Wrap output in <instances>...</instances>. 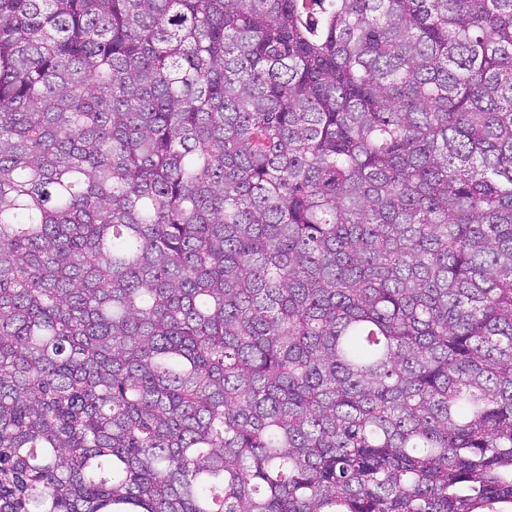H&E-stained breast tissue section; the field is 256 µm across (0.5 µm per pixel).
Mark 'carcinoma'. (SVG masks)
<instances>
[{
    "mask_svg": "<svg viewBox=\"0 0 512 512\" xmlns=\"http://www.w3.org/2000/svg\"><path fill=\"white\" fill-rule=\"evenodd\" d=\"M0 512H512V0H0Z\"/></svg>",
    "mask_w": 512,
    "mask_h": 512,
    "instance_id": "obj_1",
    "label": "carcinoma"
}]
</instances>
